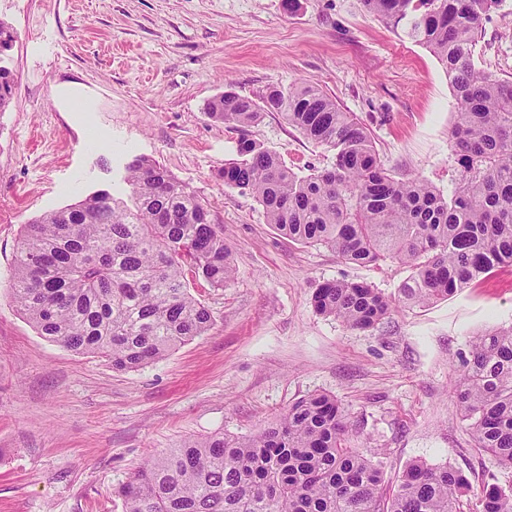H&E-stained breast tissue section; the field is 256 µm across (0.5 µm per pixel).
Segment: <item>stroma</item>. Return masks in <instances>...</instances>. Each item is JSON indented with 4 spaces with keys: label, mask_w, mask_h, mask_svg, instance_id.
<instances>
[{
    "label": "stroma",
    "mask_w": 512,
    "mask_h": 512,
    "mask_svg": "<svg viewBox=\"0 0 512 512\" xmlns=\"http://www.w3.org/2000/svg\"><path fill=\"white\" fill-rule=\"evenodd\" d=\"M15 78L0 112V512H124L115 490L187 438L246 437L315 393L336 398L385 491L411 463L512 480L479 451L455 395L476 334L512 326V266L448 299L398 305L358 331L315 312L325 282L398 295L410 271L348 263L267 224L218 172L248 134L306 174L332 152L274 112L247 132L205 108L312 81L369 128L384 168L450 191L457 110L437 59L360 0H0ZM480 69L512 81V0L484 21ZM71 91L89 109L72 111ZM158 161L208 204L233 248L219 291L195 288L212 325L135 371L40 336L10 284L23 224L100 189L126 197V164Z\"/></svg>",
    "instance_id": "35a3bbf8"
}]
</instances>
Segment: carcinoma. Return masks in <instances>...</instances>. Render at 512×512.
I'll return each mask as SVG.
<instances>
[{"instance_id": "carcinoma-1", "label": "carcinoma", "mask_w": 512, "mask_h": 512, "mask_svg": "<svg viewBox=\"0 0 512 512\" xmlns=\"http://www.w3.org/2000/svg\"><path fill=\"white\" fill-rule=\"evenodd\" d=\"M369 15L427 48L448 76L458 112L450 130L451 192L383 168L367 127L316 83L270 86L252 98L231 89L208 116L238 128L279 114L333 152L332 166L300 176L254 139L224 164V186L254 198L267 223L293 242L324 245L364 266L410 270L408 305L435 303L512 266V81L477 68L478 32L503 0H361ZM14 87L0 65V112ZM130 200L98 190L24 225L11 290L40 335L117 371L158 361L212 323L191 292L233 278L232 246L207 203L157 162L125 167ZM315 311L352 329L380 324L391 298L363 282L332 281ZM475 447L512 470V326L472 341L456 389ZM335 398L314 394L247 438L183 441L116 491L124 512H458L474 494L479 512H512V481L478 483L454 466L416 462L383 495V461L351 446Z\"/></svg>"}]
</instances>
